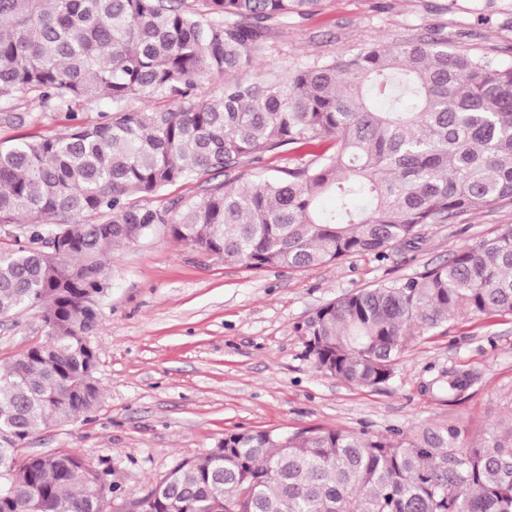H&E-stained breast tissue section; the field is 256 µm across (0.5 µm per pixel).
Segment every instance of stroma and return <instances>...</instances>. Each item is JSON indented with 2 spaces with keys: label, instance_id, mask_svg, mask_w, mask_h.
Segmentation results:
<instances>
[{
  "label": "stroma",
  "instance_id": "obj_1",
  "mask_svg": "<svg viewBox=\"0 0 512 512\" xmlns=\"http://www.w3.org/2000/svg\"><path fill=\"white\" fill-rule=\"evenodd\" d=\"M428 34L511 64L512 0H324L320 13L275 30L256 67L302 66L389 37ZM111 110L101 101L50 111L21 95L0 103V143L62 134L73 121L95 123ZM506 225L510 206L462 224L423 226L415 247L385 260L354 255L293 272L225 263L156 225L104 258L109 287L91 337L100 408L42 430L26 452L77 451L93 467H110L115 500L132 502L181 461L211 452L235 432L394 427L413 435L452 423L477 438L512 413V316L457 314L414 336L395 378L380 388L318 372L297 327L327 302L422 273ZM47 334L40 309L0 317V361ZM451 371L469 373V388L448 394L439 378Z\"/></svg>",
  "mask_w": 512,
  "mask_h": 512
}]
</instances>
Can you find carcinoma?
<instances>
[{"label":"carcinoma","instance_id":"1","mask_svg":"<svg viewBox=\"0 0 512 512\" xmlns=\"http://www.w3.org/2000/svg\"><path fill=\"white\" fill-rule=\"evenodd\" d=\"M321 2L0 0V101L113 105L103 122L0 145V224L29 234L0 250V317L39 307L53 331L0 366V512H103L110 469L21 450L100 407L98 353L84 341L103 258L154 225L228 263L293 272L385 259L427 224L512 205V64L408 37L255 70L272 31ZM215 80L220 93L204 95ZM149 99L171 107H132ZM316 140L327 146L312 159L263 181L241 173L181 212L143 203ZM459 313L512 315V225L418 276L328 302L297 332L318 371L379 388L411 336ZM464 436L455 425L236 432L147 496L152 512H512V415L467 447Z\"/></svg>","mask_w":512,"mask_h":512}]
</instances>
